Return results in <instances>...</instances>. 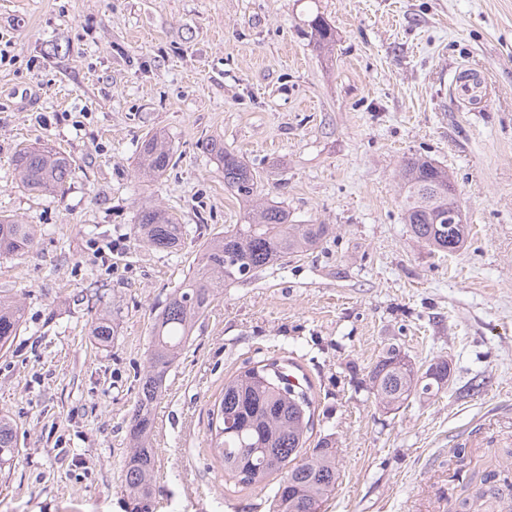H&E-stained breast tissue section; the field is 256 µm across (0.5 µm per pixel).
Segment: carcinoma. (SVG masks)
<instances>
[{"mask_svg": "<svg viewBox=\"0 0 512 512\" xmlns=\"http://www.w3.org/2000/svg\"><path fill=\"white\" fill-rule=\"evenodd\" d=\"M315 45L324 49L336 42V32L323 16L309 23ZM201 151L216 155L224 166V186L248 206L245 223L232 224L207 240L196 268L183 286L166 298L155 317L146 354L145 374L131 413L130 452L123 468V488L137 502L139 512H149L155 478V451L151 446L152 407L161 397L164 381L189 343L197 322L206 316L224 288L251 277L280 260L301 256L333 234L331 224H296L288 209L269 203L257 194L258 173L216 139L198 142ZM173 160V150L161 134L145 137L139 151V172L146 179L163 175ZM14 166L20 185L33 192L64 190L72 162L52 148L22 147ZM401 206L405 223L417 241L437 251L463 247L466 224H446L440 216L454 199L448 171L424 157H408L400 166ZM139 241L159 250L182 245L185 225L168 210L142 209L134 225ZM34 244V230L11 217L0 216V255L18 256ZM25 317L21 298H0V350L8 348ZM90 335L102 348L110 346L114 319L101 310L90 323ZM281 365L270 362L247 368L224 383L208 423L210 446L224 470L247 486L260 485L274 473L281 474L274 493V512H321L322 504L340 477L336 448L324 439L312 454L303 452L313 429V399L308 391L284 381ZM419 380L400 350L387 348L370 372L378 404L395 410L412 396L435 397L448 382V363L428 366ZM19 457L14 423L0 412V469ZM497 473L473 474L458 497L459 512L479 507L499 512Z\"/></svg>", "mask_w": 512, "mask_h": 512, "instance_id": "carcinoma-1", "label": "carcinoma"}]
</instances>
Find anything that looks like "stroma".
<instances>
[{
  "label": "stroma",
  "mask_w": 512,
  "mask_h": 512,
  "mask_svg": "<svg viewBox=\"0 0 512 512\" xmlns=\"http://www.w3.org/2000/svg\"><path fill=\"white\" fill-rule=\"evenodd\" d=\"M317 15L332 54L307 34ZM156 132L173 164L145 182ZM204 138L335 232L225 288L196 325L153 407L150 512H271L278 476L236 483L207 424L225 380L274 360L311 386V442L336 444L322 512H448L452 448L512 481V0H0V215L37 238L0 257V295L25 305L0 351L20 450L0 512H136L122 469L155 314L244 216ZM41 145L74 161L63 191L17 181L15 151ZM412 155L455 181L469 234L454 254L403 220ZM155 205L185 225L179 250L135 240ZM104 304L117 328L101 349ZM391 345L421 372L447 362L442 392L380 408L370 371ZM114 319L107 309H102L90 323V335L102 348L109 347L114 336Z\"/></svg>",
  "instance_id": "stroma-1"
}]
</instances>
